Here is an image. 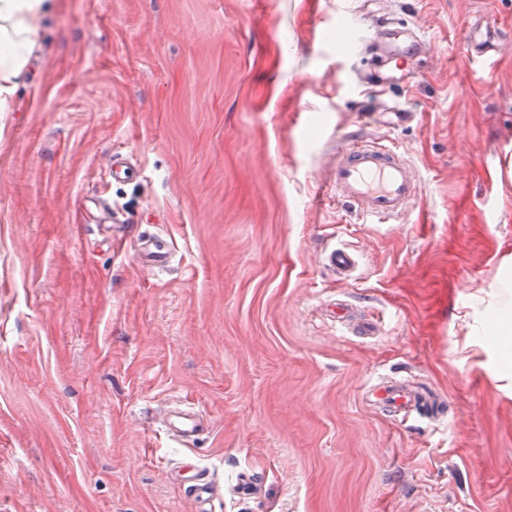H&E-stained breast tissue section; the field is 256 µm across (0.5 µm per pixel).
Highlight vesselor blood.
<instances>
[{"label": "vessel or blood", "instance_id": "1", "mask_svg": "<svg viewBox=\"0 0 512 512\" xmlns=\"http://www.w3.org/2000/svg\"><path fill=\"white\" fill-rule=\"evenodd\" d=\"M462 41L472 61L484 71H492L502 44L500 34L476 23L465 28ZM362 43L366 52L380 61L394 58L407 64L421 61L426 40L418 25H397L382 19L367 26ZM128 168L120 149H113L100 180L107 183L119 179ZM328 179L337 203L352 208L365 224H388L399 219L421 192L419 176L399 145L373 142L359 128L347 132L337 145ZM139 256L146 268L163 265L170 256L169 244L158 239L144 241ZM322 262L337 277L348 278L357 270L359 258L354 250L342 245L325 250ZM363 398L398 423L407 422L414 414L437 416L440 408L424 386L395 377H377L364 390ZM164 424L185 441L196 439L202 429L191 411L177 413L175 418L165 419Z\"/></svg>", "mask_w": 512, "mask_h": 512}]
</instances>
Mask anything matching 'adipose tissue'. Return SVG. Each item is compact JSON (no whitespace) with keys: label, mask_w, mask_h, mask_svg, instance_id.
I'll list each match as a JSON object with an SVG mask.
<instances>
[{"label":"adipose tissue","mask_w":512,"mask_h":512,"mask_svg":"<svg viewBox=\"0 0 512 512\" xmlns=\"http://www.w3.org/2000/svg\"><path fill=\"white\" fill-rule=\"evenodd\" d=\"M52 7L53 0H0V112L16 97L39 35L36 21Z\"/></svg>","instance_id":"ef3b65f1"}]
</instances>
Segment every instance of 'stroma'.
Here are the masks:
<instances>
[{"instance_id": "stroma-1", "label": "stroma", "mask_w": 512, "mask_h": 512, "mask_svg": "<svg viewBox=\"0 0 512 512\" xmlns=\"http://www.w3.org/2000/svg\"><path fill=\"white\" fill-rule=\"evenodd\" d=\"M358 0H56L0 112V512H512V39L491 74L464 24L512 0H376L428 34L399 89L362 83ZM401 92L422 183L392 224L330 205L360 101ZM135 167L88 196L113 148ZM125 222L112 246L111 218ZM170 263L143 269L148 237ZM360 254L337 280L320 254ZM378 317L370 337L353 328ZM445 414L398 426L374 374ZM165 408L199 412L191 446ZM257 491H232L239 473ZM184 489L197 503L199 507L198 512H207L202 506L210 501L214 494V489L211 483L206 480V477L198 474Z\"/></svg>"}]
</instances>
